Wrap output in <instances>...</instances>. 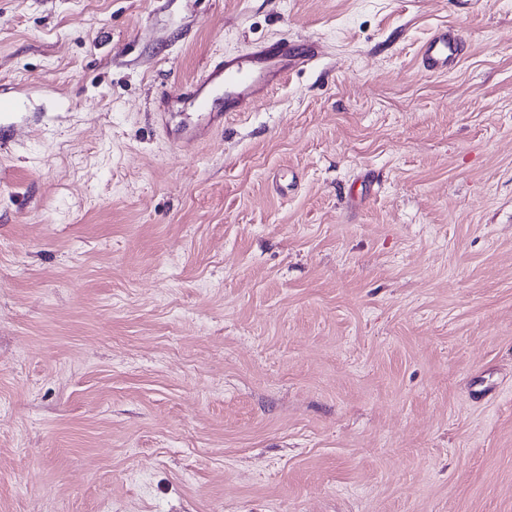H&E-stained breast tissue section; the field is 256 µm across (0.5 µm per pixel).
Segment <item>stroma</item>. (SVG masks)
I'll use <instances>...</instances> for the list:
<instances>
[{
	"instance_id": "35a3bbf8",
	"label": "stroma",
	"mask_w": 512,
	"mask_h": 512,
	"mask_svg": "<svg viewBox=\"0 0 512 512\" xmlns=\"http://www.w3.org/2000/svg\"><path fill=\"white\" fill-rule=\"evenodd\" d=\"M0 95V512H512V0H0ZM465 40L459 30L443 27L435 31L420 51L422 70L438 75H447L462 58ZM320 48L315 41H280L259 45L246 58L226 56L214 65H208L201 81L185 85L180 99L190 101L213 125L217 115L208 112L210 100L203 87L221 78L226 112H249L265 97L274 81H281L288 73L303 70L315 61L322 54Z\"/></svg>"
}]
</instances>
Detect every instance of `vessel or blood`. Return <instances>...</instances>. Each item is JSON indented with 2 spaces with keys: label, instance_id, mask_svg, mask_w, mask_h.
<instances>
[{
  "label": "vessel or blood",
  "instance_id": "b4317fda",
  "mask_svg": "<svg viewBox=\"0 0 512 512\" xmlns=\"http://www.w3.org/2000/svg\"><path fill=\"white\" fill-rule=\"evenodd\" d=\"M464 43L459 30L438 29L420 51L421 69L438 75L450 73L462 58ZM320 54V46L314 41L265 43L249 57H227L207 66L203 80L184 86L180 97L191 102L212 123L217 115L210 110L204 85L222 79L226 111L247 112L265 97L274 82L285 79L290 72L306 68Z\"/></svg>",
  "mask_w": 512,
  "mask_h": 512
}]
</instances>
